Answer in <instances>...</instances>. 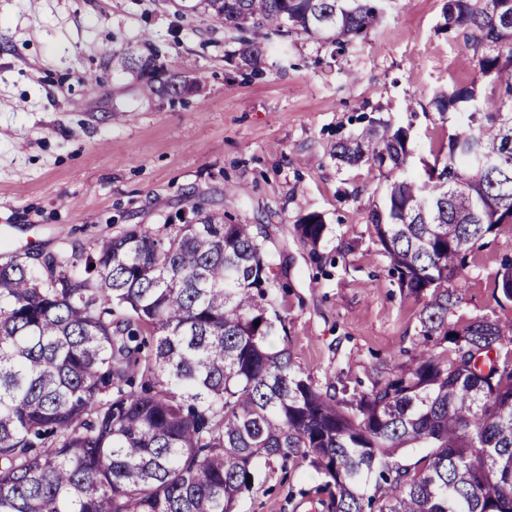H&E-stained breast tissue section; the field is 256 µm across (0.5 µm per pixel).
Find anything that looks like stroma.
Segmentation results:
<instances>
[{
    "label": "stroma",
    "instance_id": "35a3bbf8",
    "mask_svg": "<svg viewBox=\"0 0 512 512\" xmlns=\"http://www.w3.org/2000/svg\"><path fill=\"white\" fill-rule=\"evenodd\" d=\"M446 0H385L381 23L342 53L315 36L272 38L261 74L235 43L170 0H0V257L86 256L125 228L157 232L197 205L262 229L286 332L272 337L321 384L368 390L410 364L421 301L401 292L370 214L388 182L336 144L372 122L409 130V173L447 146L451 114L433 100L474 76ZM159 49L178 99L145 97L116 54ZM327 230L317 247L296 226ZM512 228L474 249L458 316L512 319L493 277ZM302 466L242 494L238 512H324ZM297 231L304 242L316 247L325 235L326 225L319 215L310 214L301 224H297Z\"/></svg>",
    "mask_w": 512,
    "mask_h": 512
}]
</instances>
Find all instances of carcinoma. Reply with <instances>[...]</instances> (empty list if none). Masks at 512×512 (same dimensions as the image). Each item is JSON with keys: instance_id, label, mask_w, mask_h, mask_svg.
I'll return each instance as SVG.
<instances>
[{"instance_id": "1", "label": "carcinoma", "mask_w": 512, "mask_h": 512, "mask_svg": "<svg viewBox=\"0 0 512 512\" xmlns=\"http://www.w3.org/2000/svg\"><path fill=\"white\" fill-rule=\"evenodd\" d=\"M383 0H178L228 33L242 66L267 41L321 36L343 47L375 27ZM475 77L435 98L456 114L446 155L405 173L408 129L373 125L336 144L391 175L372 213L383 256L422 301L411 367L366 392L316 384L272 312L277 282L259 234L194 206L195 223L124 230L44 275L0 263V512H234L260 465L308 464L328 512H512V320L456 319L451 280L477 243L512 227V0H448ZM158 53L118 61L145 95L177 98ZM499 83L497 101L479 82ZM315 247L317 214L297 225ZM94 268H89V265ZM512 303V257L494 275ZM425 448L416 463L399 452Z\"/></svg>"}]
</instances>
